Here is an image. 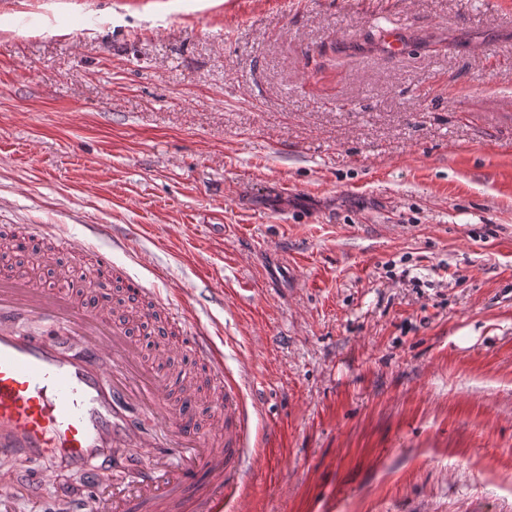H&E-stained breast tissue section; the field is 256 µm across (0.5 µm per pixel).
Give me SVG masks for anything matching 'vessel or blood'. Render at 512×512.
Segmentation results:
<instances>
[{"mask_svg": "<svg viewBox=\"0 0 512 512\" xmlns=\"http://www.w3.org/2000/svg\"><path fill=\"white\" fill-rule=\"evenodd\" d=\"M20 239L40 244L46 262L62 249L84 251L41 224L0 226L1 245ZM125 284L134 316L179 327L180 313L161 309L139 281ZM23 316L38 331H19ZM128 323L113 302L0 265V503L17 492L13 462L27 457L84 475L79 512H224L252 457L237 381L207 332L186 338L198 368L189 379L167 369L168 348L146 356ZM217 387L219 411L205 397Z\"/></svg>", "mask_w": 512, "mask_h": 512, "instance_id": "obj_1", "label": "vessel or blood"}]
</instances>
